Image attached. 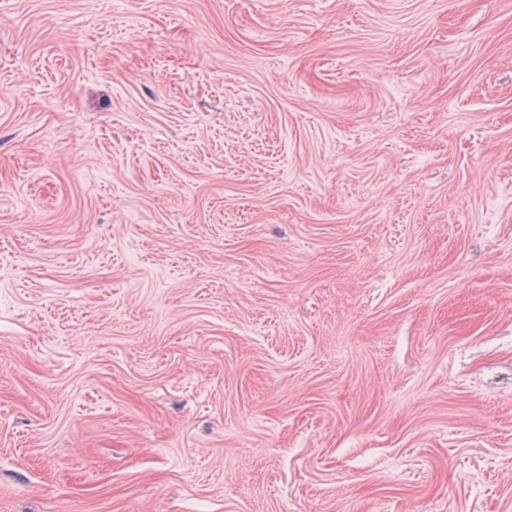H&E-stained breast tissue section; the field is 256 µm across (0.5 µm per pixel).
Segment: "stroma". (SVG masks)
Masks as SVG:
<instances>
[{
    "label": "stroma",
    "mask_w": 512,
    "mask_h": 512,
    "mask_svg": "<svg viewBox=\"0 0 512 512\" xmlns=\"http://www.w3.org/2000/svg\"><path fill=\"white\" fill-rule=\"evenodd\" d=\"M0 512H512V0H0Z\"/></svg>",
    "instance_id": "stroma-1"
}]
</instances>
